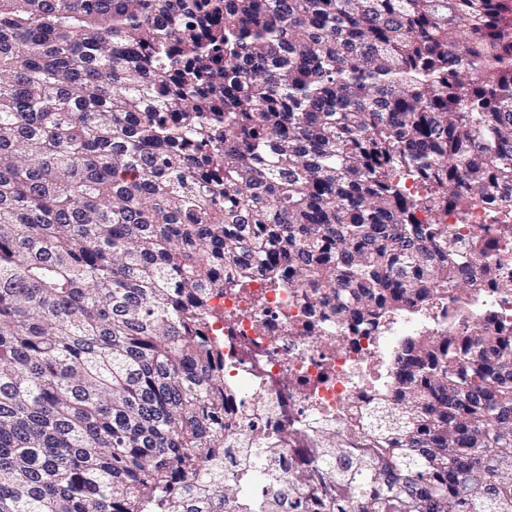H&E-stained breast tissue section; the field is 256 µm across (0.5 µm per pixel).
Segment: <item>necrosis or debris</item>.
<instances>
[{
	"label": "necrosis or debris",
	"mask_w": 512,
	"mask_h": 512,
	"mask_svg": "<svg viewBox=\"0 0 512 512\" xmlns=\"http://www.w3.org/2000/svg\"><path fill=\"white\" fill-rule=\"evenodd\" d=\"M497 248L505 264L488 270L477 261L471 268L487 283L469 312L475 322L495 318L512 323V300H503L494 288L512 280V230L499 235ZM211 304L218 313L214 328L224 343V372L231 379L224 431L248 432L283 477L299 462L288 448L289 432L304 437L319 429H351L354 410L390 390V374L411 327L447 322L437 307L425 316L405 312L353 343L332 326L309 334L296 295L269 287L260 275L249 292L227 291Z\"/></svg>",
	"instance_id": "necrosis-or-debris-1"
}]
</instances>
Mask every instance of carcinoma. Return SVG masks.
<instances>
[{"instance_id": "obj_1", "label": "carcinoma", "mask_w": 512, "mask_h": 512, "mask_svg": "<svg viewBox=\"0 0 512 512\" xmlns=\"http://www.w3.org/2000/svg\"><path fill=\"white\" fill-rule=\"evenodd\" d=\"M423 187L414 193L407 182ZM512 0H0V512H224L212 294L407 337L288 512H512V326L461 317L512 217Z\"/></svg>"}]
</instances>
